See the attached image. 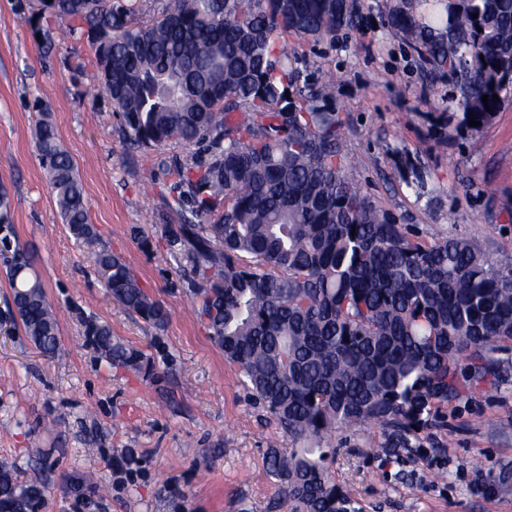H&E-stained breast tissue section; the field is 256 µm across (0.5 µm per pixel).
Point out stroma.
Returning <instances> with one entry per match:
<instances>
[{
  "instance_id": "obj_1",
  "label": "stroma",
  "mask_w": 512,
  "mask_h": 512,
  "mask_svg": "<svg viewBox=\"0 0 512 512\" xmlns=\"http://www.w3.org/2000/svg\"><path fill=\"white\" fill-rule=\"evenodd\" d=\"M396 0H361L358 27L290 41L298 66L336 78L352 175L419 235L464 237L512 263V93L479 131L460 123L447 75L389 25ZM37 0H0V188L13 232L0 246V457L39 485L42 512H277L269 445L291 442L256 405L194 311L166 249L168 167L195 145L129 147L98 91L86 37L39 38ZM67 144L98 247L121 254L168 311L155 327L113 302L86 245L63 224L36 150L41 119ZM422 175L416 193L409 182ZM27 252L58 315L60 349L39 352L9 321L10 249ZM142 349L154 376L110 368L84 341L88 318ZM444 426L384 452L377 428L337 434L332 469L363 512H512V374L447 410Z\"/></svg>"
}]
</instances>
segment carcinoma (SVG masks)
Instances as JSON below:
<instances>
[{
    "label": "carcinoma",
    "mask_w": 512,
    "mask_h": 512,
    "mask_svg": "<svg viewBox=\"0 0 512 512\" xmlns=\"http://www.w3.org/2000/svg\"><path fill=\"white\" fill-rule=\"evenodd\" d=\"M40 0L59 39L95 32L100 84L131 148L171 140L207 159L174 161L169 254L185 262L195 312L238 366L244 387L295 447L267 452L286 512H360L336 480L332 435L372 425L405 448L462 397L494 390L512 350V264L465 238L410 233L351 174L335 78L311 81L288 39L321 40L358 26L357 0ZM389 22L435 72H448L461 123L492 122L512 85V0H448L434 28L400 0ZM488 96L483 103L482 96ZM37 149L63 223L91 247L83 187L55 128ZM11 203L0 190V231ZM118 305L157 327L167 312L121 255L90 253ZM21 253L10 267L15 314L42 353L59 326ZM84 336L115 368L153 370L111 326ZM43 492L0 458V512H36Z\"/></svg>",
    "instance_id": "carcinoma-1"
}]
</instances>
